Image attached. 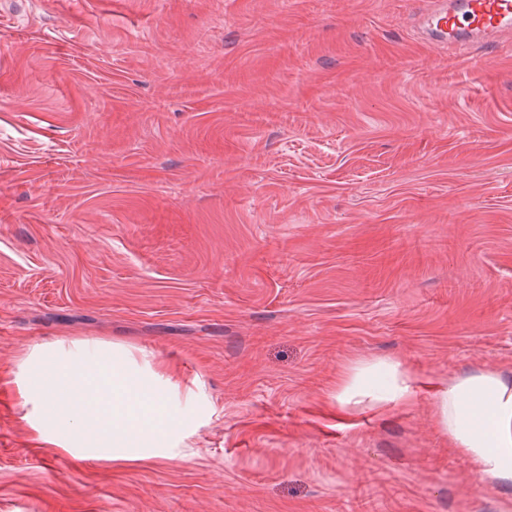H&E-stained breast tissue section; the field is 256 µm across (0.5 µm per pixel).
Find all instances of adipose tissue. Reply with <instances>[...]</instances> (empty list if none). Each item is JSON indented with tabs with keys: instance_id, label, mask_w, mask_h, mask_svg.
Here are the masks:
<instances>
[{
	"instance_id": "1",
	"label": "adipose tissue",
	"mask_w": 512,
	"mask_h": 512,
	"mask_svg": "<svg viewBox=\"0 0 512 512\" xmlns=\"http://www.w3.org/2000/svg\"><path fill=\"white\" fill-rule=\"evenodd\" d=\"M413 378L399 361L361 360L338 380L336 401L344 408L408 403L414 398ZM433 415L476 474L512 486V379L479 369L435 384Z\"/></svg>"
}]
</instances>
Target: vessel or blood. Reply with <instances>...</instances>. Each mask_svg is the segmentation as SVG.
<instances>
[{
    "instance_id": "b4317fda",
    "label": "vessel or blood",
    "mask_w": 512,
    "mask_h": 512,
    "mask_svg": "<svg viewBox=\"0 0 512 512\" xmlns=\"http://www.w3.org/2000/svg\"><path fill=\"white\" fill-rule=\"evenodd\" d=\"M423 35L451 48L512 35V0H431L421 16Z\"/></svg>"
}]
</instances>
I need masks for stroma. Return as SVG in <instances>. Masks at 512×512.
<instances>
[{"instance_id":"obj_1","label":"stroma","mask_w":512,"mask_h":512,"mask_svg":"<svg viewBox=\"0 0 512 512\" xmlns=\"http://www.w3.org/2000/svg\"><path fill=\"white\" fill-rule=\"evenodd\" d=\"M428 2L0 0V512H512L431 389L512 377V38ZM57 340L159 365L180 457L40 440ZM387 358L414 403L340 408ZM421 15L422 34L448 48L512 35V0H432Z\"/></svg>"}]
</instances>
